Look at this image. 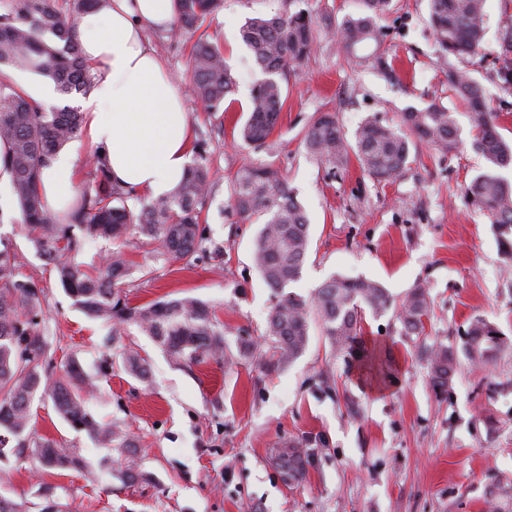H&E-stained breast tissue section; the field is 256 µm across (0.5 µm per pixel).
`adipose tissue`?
Returning <instances> with one entry per match:
<instances>
[{"mask_svg": "<svg viewBox=\"0 0 512 512\" xmlns=\"http://www.w3.org/2000/svg\"><path fill=\"white\" fill-rule=\"evenodd\" d=\"M177 0H112L86 12L79 27L94 89L82 103L90 148L107 152L113 182L136 194L175 191L191 156V118L181 86L150 47L146 32L171 25ZM75 154L61 149L44 170L40 192L51 214L73 201Z\"/></svg>", "mask_w": 512, "mask_h": 512, "instance_id": "1", "label": "adipose tissue"}]
</instances>
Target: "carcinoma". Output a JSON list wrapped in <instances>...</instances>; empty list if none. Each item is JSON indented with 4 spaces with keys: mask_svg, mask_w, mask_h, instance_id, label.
Instances as JSON below:
<instances>
[{
    "mask_svg": "<svg viewBox=\"0 0 512 512\" xmlns=\"http://www.w3.org/2000/svg\"><path fill=\"white\" fill-rule=\"evenodd\" d=\"M0 0V140L8 151L0 158V170L8 175L11 192L22 222L40 256L55 269L64 292L88 318L107 324L136 325L163 347L179 364L190 365L206 357L224 354L223 332L214 323L209 307L185 296L159 299L143 306L129 305L122 289L129 269L119 253L93 269L68 260L87 239L125 241L144 238L161 255L187 256L200 249V225L204 198L211 186L204 144L194 146L196 157L180 186L156 199L136 197L112 182L106 153L90 158V181L76 194L68 216L55 219L39 193L45 167L54 154L82 135L83 116L65 106L46 111L38 100L17 84L11 71L29 72L51 80L64 95L85 94L92 88L90 69L84 62L74 33L82 14L111 7L110 0ZM360 12L340 24L345 49L355 54L362 46L383 36L379 20L391 9V0H358ZM224 0H178L173 33H195L219 14ZM429 22L440 58L475 56L484 37V0H429ZM312 14L300 9L289 14L260 15L248 20L242 37L255 63L266 74L252 91L246 122L238 135L248 144L261 145L277 125L285 104L281 84L274 75L300 63L313 46ZM192 92L210 112L226 111L236 77L224 62L218 43L200 37L193 46ZM448 92L464 100L478 130L476 147L488 163L465 187L473 207L483 212L495 228L502 252L512 257V183L497 169L512 164V143L499 133L497 115L479 85L464 71L448 74ZM402 125L418 141L452 152L460 145L458 123L449 109L436 103L410 107L402 113ZM409 135V136H411ZM409 136L377 117L366 119L351 143L330 114H322L309 127L307 149L336 168L354 153L361 169L378 182H390L406 170L410 158ZM136 198L139 211L127 201ZM231 207L243 218L262 227L255 241L254 259L267 284L279 293L263 336L272 342L273 364L294 362L309 342L311 316L319 320L323 336L334 353H349L363 335L364 308L374 313L393 311L401 331L419 337L429 312L425 290L418 286L396 302L385 288L366 278L332 277L310 301L284 289L301 277L309 251L306 215L280 172L258 163L236 177ZM80 229L77 237L74 229ZM41 311L35 284L19 272L13 244L0 240V458L2 446L16 441L45 471H80L83 458L54 438L32 436L34 402L52 403L55 414L70 427L84 432L97 446L115 448L124 455L120 471L126 482L144 477L139 451L132 439L99 423L88 399L99 388L75 358L61 364V374L50 372L53 357L37 332ZM512 348L500 330L481 317L470 319L462 341L464 356L474 365L486 363ZM457 350L442 342L429 346L428 367L433 388L448 391L458 363ZM124 367L135 378L148 374L147 360L136 351L124 354ZM276 464L290 482L305 475L308 454L296 442H288L275 454Z\"/></svg>",
    "mask_w": 512,
    "mask_h": 512,
    "instance_id": "cac0c4a2",
    "label": "carcinoma"
}]
</instances>
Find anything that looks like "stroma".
Masks as SVG:
<instances>
[{
  "mask_svg": "<svg viewBox=\"0 0 512 512\" xmlns=\"http://www.w3.org/2000/svg\"><path fill=\"white\" fill-rule=\"evenodd\" d=\"M429 0H392L380 21L377 47L388 69L356 64L341 43L342 19L356 0H224L203 31L216 39L237 79L229 112L213 116L185 96L195 139L205 145L211 191L204 202L202 249L166 260L138 241L123 245L130 267V305L193 296L224 324L223 356L198 365L173 362L136 325L112 336L87 318L61 288L54 268L30 243L8 182H0V238L15 247L20 272L42 290L38 333L55 359L72 356L86 371L111 361L112 372L89 407L102 423L134 436L144 479L123 483L124 459L99 448L38 409L37 435L56 439L86 461L83 471L49 474L32 458H10L0 495L42 504L46 487L71 512H487L500 499L512 512V350L486 366L460 359L448 391L436 394L419 342L400 334L392 313L365 314L364 343L384 353L391 376L380 382L360 355H332L319 325L292 364L264 365L261 340L276 302L254 261L259 225L230 206L236 173L264 161L278 167L310 223L309 255L290 292L310 297L331 276L381 283L395 299L425 288L431 302L429 340L461 346L470 319L485 318L512 342V259L463 187L487 168L474 147L476 131L448 92L459 69L481 85L512 141V0H485L486 34L474 57L441 61L429 24ZM309 10L311 54L282 77L279 123L262 148L237 138L253 86L263 73L240 29L247 18ZM149 41L182 88L193 79L185 34L153 30ZM436 102L455 112L463 144L448 154L418 146L403 175L379 183L357 161L328 172L307 150L304 135L320 114H334L347 139L378 116L398 122L407 107ZM134 348L148 360L145 380L122 366ZM296 440L310 453L305 479L286 482L276 448Z\"/></svg>",
  "mask_w": 512,
  "mask_h": 512,
  "instance_id": "stroma-1",
  "label": "stroma"
}]
</instances>
